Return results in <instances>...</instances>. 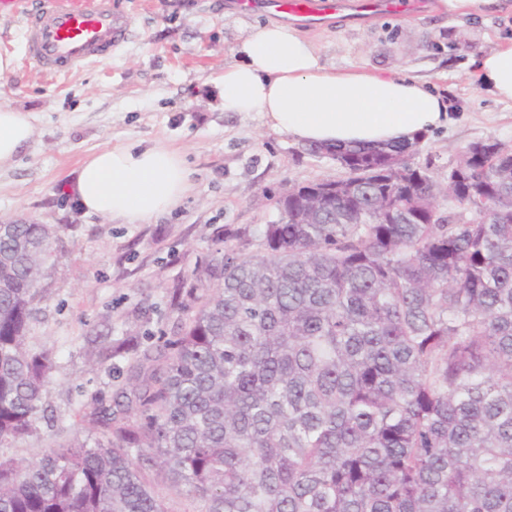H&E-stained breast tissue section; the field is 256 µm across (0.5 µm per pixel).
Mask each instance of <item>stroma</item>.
I'll use <instances>...</instances> for the list:
<instances>
[{"label":"stroma","instance_id":"35a3bbf8","mask_svg":"<svg viewBox=\"0 0 512 512\" xmlns=\"http://www.w3.org/2000/svg\"><path fill=\"white\" fill-rule=\"evenodd\" d=\"M309 27L321 59L339 68L423 78L448 101V126L430 132L415 160L433 163L440 181L460 147L495 135L512 139V104L476 90L471 60L512 32L489 10L448 16L435 0H398L393 11H364L360 0ZM129 35L112 55L66 77L28 60L18 14H0V54L16 61L0 76V103L29 112L32 141L0 168V221L51 224L61 241L42 281L27 339L56 367L33 433L0 455L35 461L58 443L97 437L95 397L113 400L130 361L92 366L94 343L149 333L178 335L203 293L199 274L225 239L275 219L292 186L336 179L332 161L270 132L259 113L224 111V64L241 34L271 13L241 12L236 0H120ZM159 143L177 150L190 190L173 212L144 224L87 215L70 187L91 154L116 145Z\"/></svg>","mask_w":512,"mask_h":512}]
</instances>
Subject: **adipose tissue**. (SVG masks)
<instances>
[{"instance_id":"adipose-tissue-1","label":"adipose tissue","mask_w":512,"mask_h":512,"mask_svg":"<svg viewBox=\"0 0 512 512\" xmlns=\"http://www.w3.org/2000/svg\"><path fill=\"white\" fill-rule=\"evenodd\" d=\"M221 92L228 112L261 113L267 127L302 144L378 145L447 125L448 102L431 84L402 74L326 65L312 39L276 20L255 27L232 49ZM476 87L512 102V37L472 60ZM29 113L0 104V167L30 142ZM189 173L177 151L152 144L91 154L72 192L88 213L139 224L185 197Z\"/></svg>"}]
</instances>
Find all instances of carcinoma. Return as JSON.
<instances>
[{
	"mask_svg": "<svg viewBox=\"0 0 512 512\" xmlns=\"http://www.w3.org/2000/svg\"><path fill=\"white\" fill-rule=\"evenodd\" d=\"M424 139L306 147L347 177L226 239L184 332L97 401L106 439L0 457V512H512V142L464 146L442 185ZM59 241L0 224L1 448L54 369L26 340Z\"/></svg>",
	"mask_w": 512,
	"mask_h": 512,
	"instance_id": "cac0c4a2",
	"label": "carcinoma"
}]
</instances>
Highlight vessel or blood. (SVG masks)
Returning a JSON list of instances; mask_svg holds the SVG:
<instances>
[{"label": "vessel or blood", "instance_id": "1", "mask_svg": "<svg viewBox=\"0 0 512 512\" xmlns=\"http://www.w3.org/2000/svg\"><path fill=\"white\" fill-rule=\"evenodd\" d=\"M293 20L315 24L342 10L344 0H265ZM24 34L28 58L47 75L78 70L112 54L126 39L127 19L113 0H40L27 11Z\"/></svg>", "mask_w": 512, "mask_h": 512}]
</instances>
